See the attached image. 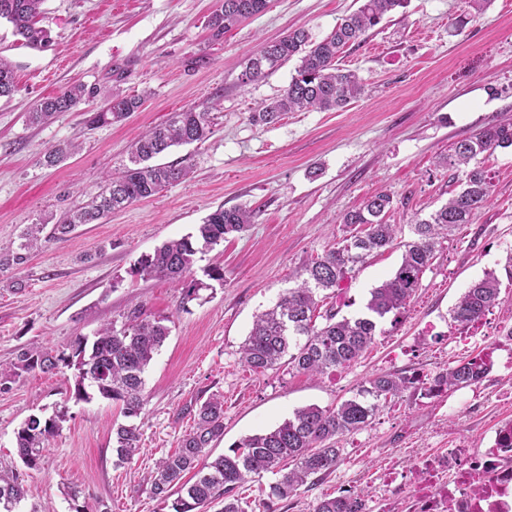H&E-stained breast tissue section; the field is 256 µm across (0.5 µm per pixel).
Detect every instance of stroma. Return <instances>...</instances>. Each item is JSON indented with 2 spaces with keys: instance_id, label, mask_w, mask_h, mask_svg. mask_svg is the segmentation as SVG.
<instances>
[{
  "instance_id": "obj_1",
  "label": "stroma",
  "mask_w": 512,
  "mask_h": 512,
  "mask_svg": "<svg viewBox=\"0 0 512 512\" xmlns=\"http://www.w3.org/2000/svg\"><path fill=\"white\" fill-rule=\"evenodd\" d=\"M222 2L45 0L39 24L51 42L40 51L0 22V55L13 63L17 84L0 98V242L18 240L27 225L54 224L86 201L106 173L126 164L132 140L172 113L194 106L216 116L207 139L162 157L189 161L185 180L102 223L78 225L25 264L0 270V362L31 343L66 350L139 304L171 327L145 374L141 449L129 462L117 463L113 451L119 405L97 395L76 399L72 370L25 372L0 390V471L21 473L17 512H168L146 477L179 447L213 394L224 397V437L212 449L219 455L296 408L336 406L374 374L431 376L480 352L493 357L479 384L432 399L410 390L385 404L370 425L341 437L335 470L309 479L294 498H272L275 475L252 476L233 492L243 512H312L323 496L359 490L369 512H410L409 493L389 505L385 474L460 445L489 447L496 430L512 424V280L502 279L500 300L480 323L463 328L451 318L466 288L487 271L502 273L512 259V148L481 156L489 204L442 243L400 320L384 322L358 361L321 376L285 367L256 373L240 361L255 314L293 286L305 262L348 235L345 213L389 194L385 220L411 239L415 217L461 187V172L445 163L450 148L487 125L512 121V0H489L479 12L465 0H408L338 56V67L364 84L357 99L339 110L288 112L271 124L253 123L251 115L282 94L299 61L243 86L245 61L299 27L323 39L359 2L269 0L263 14L215 43L208 21ZM74 83L91 92L84 104L48 124L29 123L39 100ZM117 93L142 95L144 104L122 122L88 128V113ZM72 139L82 143L77 154L44 166L48 149ZM220 206L254 211L246 232L195 265L200 280L220 266L223 281L186 303L169 282L136 274L142 255L193 232ZM400 260L392 249L358 266L342 290V315L361 310ZM58 409L67 413L62 429L39 468H24L16 429L30 415ZM70 487L78 501L68 498Z\"/></svg>"
}]
</instances>
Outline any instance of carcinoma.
I'll return each instance as SVG.
<instances>
[{
  "label": "carcinoma",
  "instance_id": "1",
  "mask_svg": "<svg viewBox=\"0 0 512 512\" xmlns=\"http://www.w3.org/2000/svg\"><path fill=\"white\" fill-rule=\"evenodd\" d=\"M44 2L0 0V20L11 24L13 32L31 48L48 42L46 30L37 26L36 21ZM405 4L406 0H361L355 11L319 41L311 40L305 29L298 28L261 47L245 63L240 74L244 84L266 77L294 57L299 58V65L283 94L261 105L251 120L269 124L284 112L338 109L358 98L363 90L359 77L351 70L337 67L336 58L347 45ZM267 5L268 0H224L221 9L208 21L211 38H223L238 23L263 14ZM15 90L14 68L0 57V97H8ZM89 95L85 85L74 84L58 95L38 101L28 120L34 125L43 124L59 113L78 108ZM142 105L140 95H114L90 113L87 123L91 127L110 126L125 120ZM214 120L211 112L195 108L172 113L169 123L139 136L130 146L124 169L105 177L91 201L64 211L50 234L43 235L45 224H30L20 235L15 251L6 252L0 245V267L10 262L22 264L27 253L41 248L43 243L63 239L80 224H99L112 211L180 182L188 175L190 164H162L156 159L173 146L205 140ZM509 147L512 122L489 125L475 136L455 143L444 163L462 171L461 190L427 217L415 219L411 225L415 239L411 242H397L398 225L384 221L392 206L388 194H378L361 208L346 213L343 223L360 226L362 230L305 263L297 273L295 286L282 292L271 308L256 316L241 348V362L254 372L286 365L312 375L355 362L374 343L386 317L398 318L421 287L423 274L431 266L440 240L472 223L488 205L491 182L478 157ZM77 149L79 144L75 142L59 143L44 154V163L55 166ZM252 218L253 210L247 207L220 206L193 232L168 240L143 255L137 273L144 279L168 280L181 288L182 301L195 300L206 287L193 278L198 255L213 250L226 236L245 231ZM394 246L403 247L401 261L390 277L371 289L364 312L339 319L338 311L331 306L322 315H316L320 293L336 294L368 256ZM499 295V278L490 271L459 298L452 310L453 321L463 327L479 322L498 304ZM319 318L322 323L318 325ZM169 333L166 319L157 318L137 305L123 314L121 326L112 322L101 327L93 342L75 339L69 345V354L62 351L54 356L34 343L20 348L13 361L0 364V386L22 372H47L61 364L74 370L78 397L88 396L86 388L90 387L100 397L121 404L126 422L113 425L112 431L117 460L124 463L140 448L141 433L134 420L146 404L145 373ZM491 368L490 356L479 353L431 377V384L441 394L478 382ZM412 385L413 379L406 376L377 373L335 407L322 409L310 405L297 409L275 428L246 437L231 452L217 456L211 454V447L224 436V398L214 394L200 405L196 426L183 438L180 447L156 463L149 477L152 494L169 503L170 512H208L210 505L221 498V512H242L238 500L231 497L233 489L253 474L270 472L278 476L271 486L272 495L278 500L292 498L310 477L325 475L336 467L341 456L337 447L341 436L367 427L384 404L401 397ZM64 421L65 413L61 410L45 420L31 416L20 426L15 433V448L27 468L40 465L44 449ZM190 472L193 476L185 479ZM23 497L24 488L18 476L0 475V504L6 501L13 505ZM366 498L362 492L323 497L313 512H367Z\"/></svg>",
  "mask_w": 512,
  "mask_h": 512
}]
</instances>
